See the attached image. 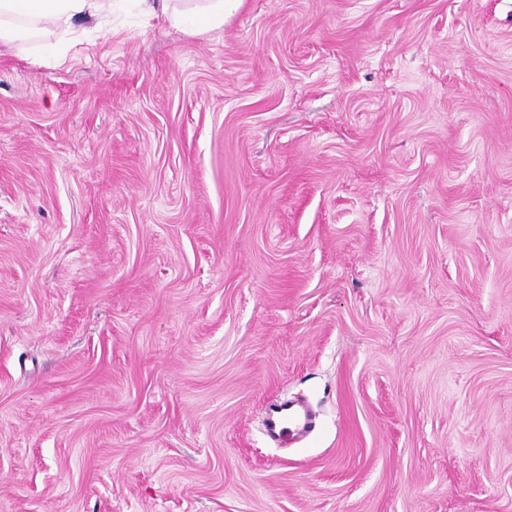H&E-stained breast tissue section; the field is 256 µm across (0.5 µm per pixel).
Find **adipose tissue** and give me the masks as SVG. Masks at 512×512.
Instances as JSON below:
<instances>
[{
    "instance_id": "adipose-tissue-1",
    "label": "adipose tissue",
    "mask_w": 512,
    "mask_h": 512,
    "mask_svg": "<svg viewBox=\"0 0 512 512\" xmlns=\"http://www.w3.org/2000/svg\"><path fill=\"white\" fill-rule=\"evenodd\" d=\"M245 0H137L142 16L180 28L197 37L222 28L244 5ZM113 0H0V40L19 33L17 20L26 17L44 27H62L81 14L100 15Z\"/></svg>"
}]
</instances>
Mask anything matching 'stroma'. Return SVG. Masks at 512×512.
Wrapping results in <instances>:
<instances>
[{"label":"stroma","mask_w":512,"mask_h":512,"mask_svg":"<svg viewBox=\"0 0 512 512\" xmlns=\"http://www.w3.org/2000/svg\"><path fill=\"white\" fill-rule=\"evenodd\" d=\"M0 512H512V0L0 42ZM312 424V415L307 407H293L284 412L276 423L270 425L271 430H276L280 438H294L301 432L309 429Z\"/></svg>","instance_id":"stroma-1"}]
</instances>
